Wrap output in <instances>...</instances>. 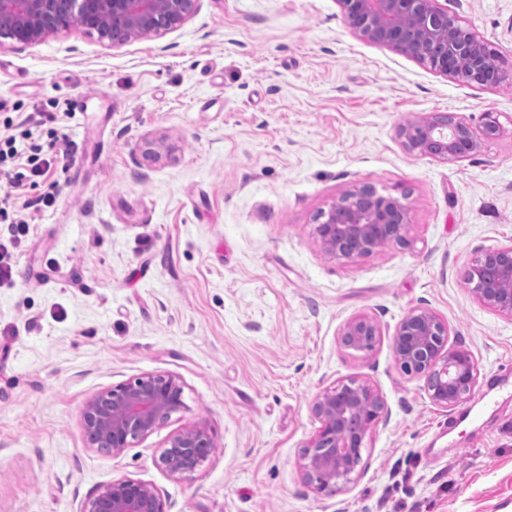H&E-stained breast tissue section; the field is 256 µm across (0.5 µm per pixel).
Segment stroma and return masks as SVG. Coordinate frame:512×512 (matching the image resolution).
<instances>
[{"label": "stroma", "instance_id": "35a3bbf8", "mask_svg": "<svg viewBox=\"0 0 512 512\" xmlns=\"http://www.w3.org/2000/svg\"><path fill=\"white\" fill-rule=\"evenodd\" d=\"M435 4L503 82L370 42L340 0H195L162 34L115 43L74 27L0 46L13 121L52 114L71 144L22 190L27 232L0 224V512H80L120 477L153 485L166 512H512V318L466 281L512 243V0ZM488 112L499 135L463 158L400 137L436 113L480 134ZM146 138L174 160H144ZM364 186L406 206L407 242L331 258L319 216ZM47 192L53 206H32ZM419 307L477 364L466 408L435 406L394 358ZM357 315L380 327L372 352L339 342ZM163 371L181 377L186 410L120 455L88 447L86 399ZM352 378L384 414L353 482L319 493L300 470L312 401ZM199 425L213 453L171 478L161 451Z\"/></svg>", "mask_w": 512, "mask_h": 512}]
</instances>
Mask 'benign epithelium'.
<instances>
[{
  "instance_id": "benign-epithelium-1",
  "label": "benign epithelium",
  "mask_w": 512,
  "mask_h": 512,
  "mask_svg": "<svg viewBox=\"0 0 512 512\" xmlns=\"http://www.w3.org/2000/svg\"><path fill=\"white\" fill-rule=\"evenodd\" d=\"M347 23L369 41L427 60L438 71L466 82L494 85L503 76L486 48L435 0H341ZM191 0H0V37L33 43L73 26L101 38L124 42L150 29L179 26ZM405 147L438 158H463L478 147L470 128L432 115L401 129ZM154 162L169 158L173 148L160 139L140 146ZM316 228L322 247L337 259L353 261L387 245L406 244L408 213L396 198L362 187L320 214ZM472 292L485 305L512 317V244L489 249L467 272ZM380 329L367 315L349 319L340 333L346 348L371 351ZM448 323L434 312L416 308L398 323L392 336L396 362L408 374L425 378L431 402L453 411L466 404L477 382V365L469 351L451 348ZM385 402L371 385L355 379L323 389L312 403L320 422L302 453L305 478L319 493L353 481L360 448L384 413ZM187 409L184 384L170 372L150 373L90 395L81 410L89 445L113 455ZM215 440L205 426L172 435L158 465L169 476L192 475L209 457ZM81 512H165L157 489L141 480L121 477L99 487Z\"/></svg>"
}]
</instances>
